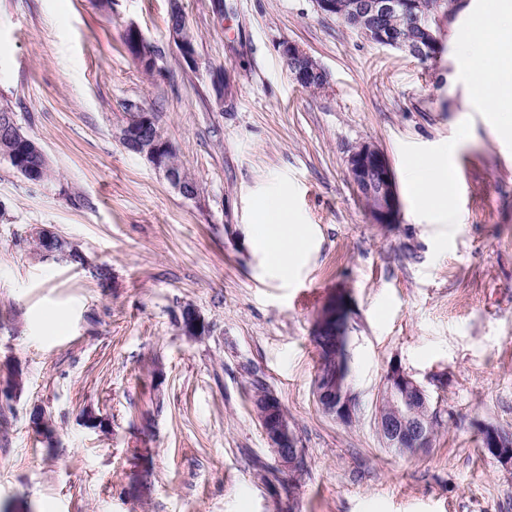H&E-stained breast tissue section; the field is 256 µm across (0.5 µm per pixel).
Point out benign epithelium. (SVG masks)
I'll use <instances>...</instances> for the list:
<instances>
[{
    "label": "benign epithelium",
    "instance_id": "1",
    "mask_svg": "<svg viewBox=\"0 0 512 512\" xmlns=\"http://www.w3.org/2000/svg\"><path fill=\"white\" fill-rule=\"evenodd\" d=\"M314 3L322 15L343 21L351 19L354 29L370 42L399 49L425 62H435L441 57L443 44L436 31L441 12L433 15L422 12L419 0H314ZM169 17L170 40L186 64L196 66L195 47L183 32L185 19L179 0H171ZM124 37L134 54L153 56V49L138 26L127 25ZM281 54L296 84L312 86L319 91L329 86L326 70L299 44L283 43ZM0 133L20 143L19 151L3 155L0 159L14 165L25 179L42 181L40 165L27 161V157L36 156L44 160V149L24 138L9 114L0 120ZM116 137L126 149L146 158L161 170L173 188L187 198L193 197L189 190L192 176L187 171L178 173L172 169L166 158L168 140L152 113L140 108L130 112ZM346 164L356 193L368 201L366 210L371 223H397L401 201L394 172L384 150L372 142H362L349 152ZM346 316L343 302L333 299L317 317L314 341L322 357V370L315 378L314 395L324 414L348 424L355 415V399L350 391L349 373L341 367ZM181 326L189 336H201L207 330L205 320L191 307L182 311ZM252 406L278 469L297 473L304 465V453L278 395L264 383L255 391ZM375 421L378 433L388 448L401 453H415L431 445L434 417L426 392L395 363L384 377ZM481 430L483 447L502 465L511 468L512 434L487 425Z\"/></svg>",
    "mask_w": 512,
    "mask_h": 512
}]
</instances>
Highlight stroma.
I'll return each mask as SVG.
<instances>
[{"label":"stroma","mask_w":512,"mask_h":512,"mask_svg":"<svg viewBox=\"0 0 512 512\" xmlns=\"http://www.w3.org/2000/svg\"><path fill=\"white\" fill-rule=\"evenodd\" d=\"M482 2L457 0L437 26L443 54L423 64L313 0H180L191 68L169 38L170 0H0V103L58 173L33 183L0 160V386L22 380L0 402V512H512V470L479 432L512 433V131L470 94L456 49ZM130 24L158 51L154 72L126 51ZM288 41L328 89L294 83ZM134 105L196 198L118 141ZM364 141L389 157L398 223H371L349 179ZM428 155L458 173L442 211L406 180V160ZM283 189L308 230L285 275L253 237ZM37 225L85 263L37 255ZM338 296L359 403L348 424L314 396L315 322ZM187 306L205 335L183 333ZM394 363L436 421L414 454L385 448L375 425ZM252 368L288 412L298 475L277 470Z\"/></svg>","instance_id":"35a3bbf8"}]
</instances>
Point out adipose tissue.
Instances as JSON below:
<instances>
[{
  "instance_id": "ef3b65f1",
  "label": "adipose tissue",
  "mask_w": 512,
  "mask_h": 512,
  "mask_svg": "<svg viewBox=\"0 0 512 512\" xmlns=\"http://www.w3.org/2000/svg\"><path fill=\"white\" fill-rule=\"evenodd\" d=\"M498 8L483 10L479 15L478 41L462 46L474 66H481L484 53L498 59L486 77L472 80L471 94L485 101L493 112L512 111V0H498ZM418 201L424 208L441 210L448 206L447 167L432 158L406 162ZM256 238L268 251L273 266L288 272L306 243L302 225L290 217L287 192H280L265 206Z\"/></svg>"
}]
</instances>
